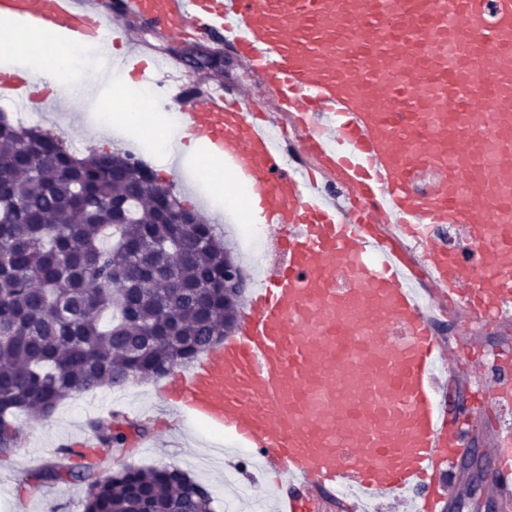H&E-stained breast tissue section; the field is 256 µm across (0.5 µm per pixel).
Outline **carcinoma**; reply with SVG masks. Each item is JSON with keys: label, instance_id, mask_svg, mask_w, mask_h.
<instances>
[{"label": "carcinoma", "instance_id": "1", "mask_svg": "<svg viewBox=\"0 0 512 512\" xmlns=\"http://www.w3.org/2000/svg\"><path fill=\"white\" fill-rule=\"evenodd\" d=\"M161 187L118 151L71 153L64 139L0 113V456L19 450L20 414L67 397L164 377L224 338V243L211 224H159ZM132 207L117 224L112 204ZM177 278L173 290L169 277ZM100 443L125 441L98 422ZM76 451L35 473L89 481ZM210 492L177 468H125L90 481L84 512H212Z\"/></svg>", "mask_w": 512, "mask_h": 512}]
</instances>
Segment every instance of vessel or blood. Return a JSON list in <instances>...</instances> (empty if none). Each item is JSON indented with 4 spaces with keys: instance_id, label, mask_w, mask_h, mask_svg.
<instances>
[{
    "instance_id": "vessel-or-blood-1",
    "label": "vessel or blood",
    "mask_w": 512,
    "mask_h": 512,
    "mask_svg": "<svg viewBox=\"0 0 512 512\" xmlns=\"http://www.w3.org/2000/svg\"><path fill=\"white\" fill-rule=\"evenodd\" d=\"M112 14L163 36L218 38L273 89L268 106L220 84L189 101L176 62L114 60L121 34L95 0H0L1 19L87 41L105 67L136 66L165 100L187 104L188 132L248 182L282 256L261 271L236 336L176 369L163 404L231 434L225 457L249 451L286 479L273 512H306L336 488L437 512L470 450L435 396L447 353L401 254L373 227L400 225L437 285L470 310L512 311V0H113ZM0 96L34 112L55 104L3 68ZM285 115L359 209L337 210L313 168L275 138ZM435 224L462 225L461 241L437 243ZM506 438L490 451L487 492L507 512L512 431Z\"/></svg>"
}]
</instances>
